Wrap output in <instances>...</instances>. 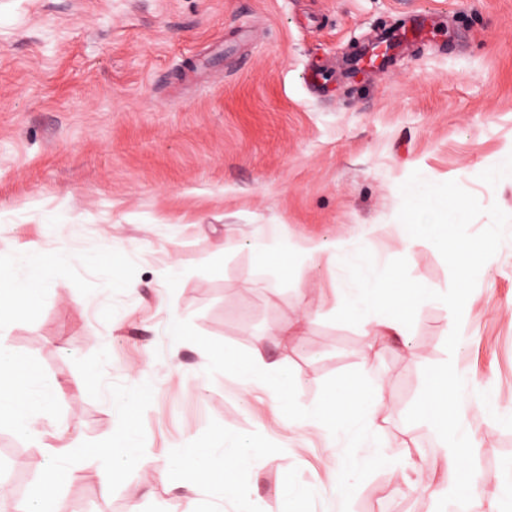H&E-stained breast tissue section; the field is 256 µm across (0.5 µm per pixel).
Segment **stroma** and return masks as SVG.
<instances>
[{
    "label": "stroma",
    "instance_id": "35a3bbf8",
    "mask_svg": "<svg viewBox=\"0 0 512 512\" xmlns=\"http://www.w3.org/2000/svg\"><path fill=\"white\" fill-rule=\"evenodd\" d=\"M385 30L401 38L385 64L353 67ZM511 155L512 0H0V253L110 247L138 265L133 294L85 297L55 279L37 321L11 324L0 344L44 367L62 416L39 428L56 448L114 428L111 399L88 396L74 358L107 348V381L154 390L146 463L105 500V473L84 462L66 478L65 512H206L171 460L224 433L261 451L237 477L235 512L287 491L294 512H434L438 444L414 415L445 360L477 401L470 484L512 512V250L469 288L458 327L426 305L406 337L376 341L338 291L347 238L456 288L430 246L397 250L403 192L428 175L467 203L476 232L512 225ZM284 257L286 273L263 264ZM257 346L301 404L359 377L382 385L391 466L348 480L323 428L288 427L264 383L209 367ZM47 462L0 430L19 494Z\"/></svg>",
    "mask_w": 512,
    "mask_h": 512
}]
</instances>
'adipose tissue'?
Listing matches in <instances>:
<instances>
[{
	"label": "adipose tissue",
	"mask_w": 512,
	"mask_h": 512,
	"mask_svg": "<svg viewBox=\"0 0 512 512\" xmlns=\"http://www.w3.org/2000/svg\"><path fill=\"white\" fill-rule=\"evenodd\" d=\"M405 195L407 205L398 226L402 247L429 244L457 268L459 283L450 291L425 287L418 279L389 267L363 243L349 242L339 284L345 295L344 312L379 336L405 335L416 312L426 304L446 309L452 320L464 319L469 314L467 288L480 279L483 267L492 264L503 247L512 244L511 224H488L481 238H474L469 224L461 218L464 202L437 187L430 177H423ZM447 374L444 364L428 371L427 389L417 416L442 440L440 463L446 488L452 493L453 512H495L494 505H483L474 492L457 490L459 475L471 461L477 436L468 423L469 402ZM273 398L285 411L289 425L330 428L346 450L350 479L363 477L368 465L389 464V456L378 449L377 415L388 405L382 388L357 385L317 406L296 404L292 395L279 387Z\"/></svg>",
	"instance_id": "1"
}]
</instances>
